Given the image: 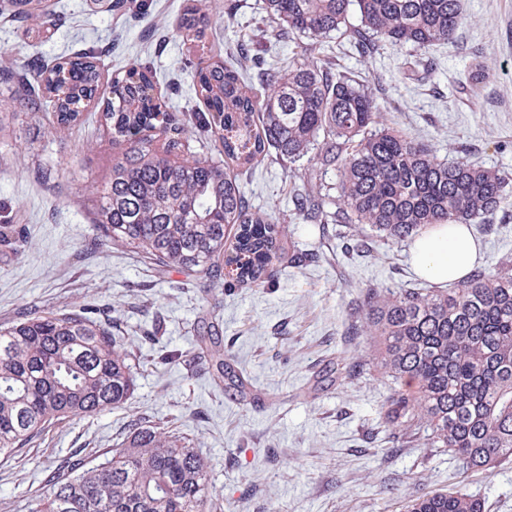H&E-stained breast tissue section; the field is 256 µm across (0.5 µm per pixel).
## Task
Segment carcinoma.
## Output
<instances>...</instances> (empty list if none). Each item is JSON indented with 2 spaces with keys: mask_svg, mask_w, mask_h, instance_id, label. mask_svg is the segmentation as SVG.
Masks as SVG:
<instances>
[{
  "mask_svg": "<svg viewBox=\"0 0 512 512\" xmlns=\"http://www.w3.org/2000/svg\"><path fill=\"white\" fill-rule=\"evenodd\" d=\"M360 24L352 40L370 55L380 44L426 50L454 40L464 23L461 0H266L283 34L323 42ZM177 33L203 45L204 19L189 6ZM57 123L77 120L95 98L100 74L82 54L39 74ZM256 94L244 73L223 60L198 63L195 93L205 111L194 120L219 141L224 161L177 162L182 126L155 92L153 73L134 65L112 77L103 118L123 159L101 193L96 230L179 271L261 286L281 259L278 225L252 210L237 174L270 152L295 163L315 153L339 176L336 210L303 189L296 212L319 224H365L395 243L441 224H483L512 211L499 171L470 160L442 162L429 146L377 129L369 86L310 63L261 73ZM165 147H153V136ZM362 335L378 345L388 388L379 409L392 440L422 435L468 470L512 460V270L476 267L458 288L373 290ZM134 390L128 355L110 324L81 313L31 310L0 329V456H10L53 423L122 406ZM111 459L88 467L71 457L52 470L40 512H209L208 465L162 429L129 424ZM401 512H484L461 490L423 493Z\"/></svg>",
  "mask_w": 512,
  "mask_h": 512,
  "instance_id": "obj_1",
  "label": "carcinoma"
}]
</instances>
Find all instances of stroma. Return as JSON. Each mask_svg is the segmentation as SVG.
I'll use <instances>...</instances> for the list:
<instances>
[{
    "instance_id": "35a3bbf8",
    "label": "stroma",
    "mask_w": 512,
    "mask_h": 512,
    "mask_svg": "<svg viewBox=\"0 0 512 512\" xmlns=\"http://www.w3.org/2000/svg\"><path fill=\"white\" fill-rule=\"evenodd\" d=\"M53 0L25 21L0 13V328L37 309L83 311L109 320L134 367L126 405L56 422L22 452L0 458V512H39L48 469L71 456L93 467L111 458L130 421L186 441L208 465L216 512H401L422 492L460 488L486 512H512V461L465 471L444 448L416 437L392 445L377 411L387 386L366 337L357 334L372 289L426 288L411 245L363 231L365 252L344 251L345 228L303 221L294 187L330 189L335 168L268 156L245 173L253 209L278 224L286 254L318 261L278 265L268 286H230L181 272L118 243L89 247L99 190L123 150L102 112L112 78L138 64L152 70L171 111L203 110L193 75L203 56L176 35L188 0ZM466 20L452 44L426 52L385 47L362 57L345 38L331 52L308 39H276L264 0H197L205 48L228 63L241 49L285 69L338 64L373 83L378 122L429 145L438 160H474L512 179V0H461ZM93 56L98 97L76 122L32 105L28 64ZM470 230L483 266L512 265V217ZM217 332L228 371L245 384L216 385L203 336ZM354 364L338 379L336 363Z\"/></svg>"
}]
</instances>
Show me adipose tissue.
I'll return each mask as SVG.
<instances>
[{
  "label": "adipose tissue",
  "instance_id": "obj_1",
  "mask_svg": "<svg viewBox=\"0 0 512 512\" xmlns=\"http://www.w3.org/2000/svg\"><path fill=\"white\" fill-rule=\"evenodd\" d=\"M480 245L467 226L444 224L414 241L412 261L422 274L437 283L463 280L480 258Z\"/></svg>",
  "mask_w": 512,
  "mask_h": 512
}]
</instances>
